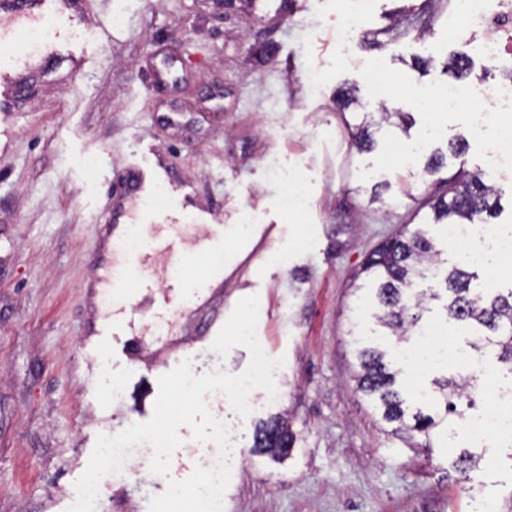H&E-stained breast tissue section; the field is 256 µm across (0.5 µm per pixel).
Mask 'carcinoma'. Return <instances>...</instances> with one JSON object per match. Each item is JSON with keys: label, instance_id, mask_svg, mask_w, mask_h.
<instances>
[{"label": "carcinoma", "instance_id": "1", "mask_svg": "<svg viewBox=\"0 0 512 512\" xmlns=\"http://www.w3.org/2000/svg\"><path fill=\"white\" fill-rule=\"evenodd\" d=\"M446 68L461 79L470 71L468 57L457 54ZM394 117L404 122L408 113L399 109L391 112L384 107L378 120L374 113H364L363 121L351 133L353 147L360 152L372 150L375 140L371 128L389 124ZM499 199V191L483 172L460 170L444 182L442 190L431 198L429 208L436 223L473 224L479 220L485 224L487 218L496 216ZM438 255L432 239L421 230L400 232L381 241L364 258L359 269V273L367 274L375 283L371 317L385 330V335L395 337L400 345L409 341V328L419 320V315L411 316L409 312L424 310L427 298L442 301L447 317L458 326L464 329L479 326L485 330V334L476 336L470 347L480 355L495 350L497 361L512 375V289L505 295L488 298L480 288L477 271L460 266L448 268L437 259ZM416 279H434L442 287L416 294L412 288ZM350 335L357 345L358 391L371 399L381 419L392 425L391 434L407 447H433L439 422L420 409L410 411V404L397 387L400 370L392 369L398 355L392 356L379 347H363L355 331H350ZM472 381V377L461 374L433 380V392L443 399L444 413H458L454 398L462 397ZM292 442L288 426L277 419L254 430L253 447L274 457L288 455ZM479 463L480 458L465 450L456 457L453 466L464 475Z\"/></svg>", "mask_w": 512, "mask_h": 512}]
</instances>
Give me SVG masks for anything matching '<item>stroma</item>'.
I'll use <instances>...</instances> for the list:
<instances>
[{"label": "stroma", "mask_w": 512, "mask_h": 512, "mask_svg": "<svg viewBox=\"0 0 512 512\" xmlns=\"http://www.w3.org/2000/svg\"><path fill=\"white\" fill-rule=\"evenodd\" d=\"M351 0H84L88 40L73 66L38 73L16 111L0 112V512H67L99 434L153 415L158 379L185 355L194 375L243 373L237 346L211 349L208 323L242 298H259L256 334L284 358L279 393L258 389L247 417L229 416L240 460L224 512H512V452L501 437L481 450L490 467L456 472L460 453L435 445L418 456L387 434L356 392L351 308L365 256L402 228L436 234L424 199L438 178L484 169L487 143L512 112L475 132L470 107L422 110L423 94L493 84L505 72L480 49L484 31L449 25L453 0H365L349 40L337 24ZM122 24H114L115 14ZM380 37L381 48L366 41ZM471 59L470 77L445 65ZM384 81L386 103L368 89ZM359 87L360 107L339 110V90ZM403 106L407 129L383 127L372 151L351 145L363 112ZM465 138L439 174L429 154ZM426 145L412 167L398 155ZM166 152L199 202L224 220V296L187 317L181 341L142 312L148 348L130 361L104 336L82 335L93 312L85 286L99 227L136 148ZM299 177V210L284 197ZM385 183L379 202L373 185ZM280 415L295 435L288 456L253 446L259 423ZM182 444L168 476L142 451L131 476L104 488L107 512H148L151 497L216 456L212 443Z\"/></svg>", "instance_id": "stroma-1"}]
</instances>
